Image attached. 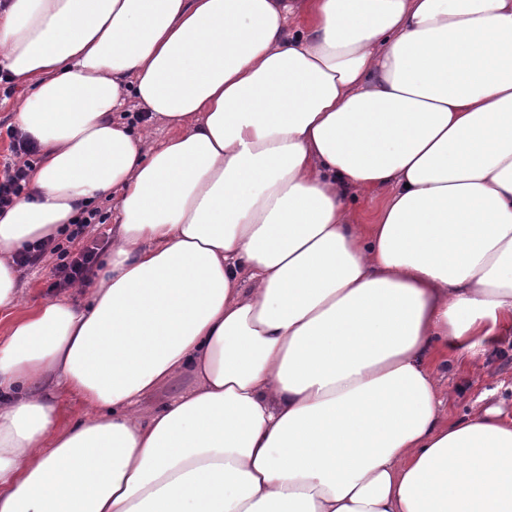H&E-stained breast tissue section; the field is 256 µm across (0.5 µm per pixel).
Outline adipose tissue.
I'll return each instance as SVG.
<instances>
[{
    "instance_id": "1",
    "label": "adipose tissue",
    "mask_w": 512,
    "mask_h": 512,
    "mask_svg": "<svg viewBox=\"0 0 512 512\" xmlns=\"http://www.w3.org/2000/svg\"><path fill=\"white\" fill-rule=\"evenodd\" d=\"M0 67L41 155L0 512H512V419L437 384L512 335V0H9ZM111 196L105 266L24 307L17 251ZM387 194L386 189H377L359 197L357 213L360 224H370L375 221L386 202Z\"/></svg>"
}]
</instances>
